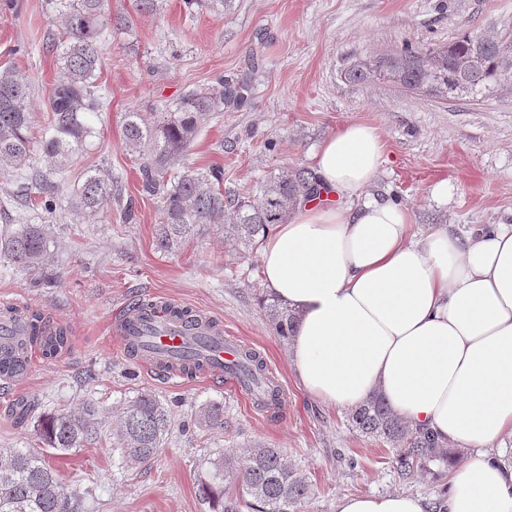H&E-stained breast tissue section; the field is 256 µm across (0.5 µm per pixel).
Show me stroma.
I'll return each instance as SVG.
<instances>
[{
  "label": "stroma",
  "mask_w": 512,
  "mask_h": 512,
  "mask_svg": "<svg viewBox=\"0 0 512 512\" xmlns=\"http://www.w3.org/2000/svg\"><path fill=\"white\" fill-rule=\"evenodd\" d=\"M0 16V71L31 87L32 131L49 122L47 96L58 74L54 46L64 28L46 0H17ZM477 30L494 37L512 29V0H234L230 14L183 0H162L160 11L136 15L133 27L106 30L96 83L105 100L96 135L72 162L50 215V265L56 282L34 287L28 273L0 263V300L41 313L66 328L68 351L36 364L15 383L0 385V448L43 450L64 482L81 496L80 512H211L198 492L209 461L227 450L261 443L283 449L312 492L305 512H335L344 496L406 491L440 494L445 477L399 478L391 445L353 431L348 415L309 397L259 305L267 292L260 252L243 251L217 229L167 252L157 244L162 199L143 194L145 157L129 149L125 112L175 108L189 92L217 77L246 79L244 105L204 122L180 168L224 169V188L244 192L274 171L312 167L321 142L336 127L374 126L386 161L367 197L406 207L415 229L445 226L458 236L489 224H512V90L437 100L382 84L347 81L356 58L403 45H445ZM98 169L112 180V201L94 220L76 215L71 194L81 173ZM448 197L433 198L438 183ZM133 204L135 219L123 209ZM135 300L175 304L220 321L225 335L253 348L284 392L281 409L256 407L246 395L197 376L179 382L147 372L119 346L114 314ZM172 410L173 427L156 456L127 466L113 450L118 411L141 391ZM28 402L32 418L15 420ZM224 407V427L199 423L203 405ZM94 405L95 428L82 447L43 449L36 416Z\"/></svg>",
  "instance_id": "obj_1"
}]
</instances>
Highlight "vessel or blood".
<instances>
[{"instance_id":"b4317fda","label":"vessel or blood","mask_w":512,"mask_h":512,"mask_svg":"<svg viewBox=\"0 0 512 512\" xmlns=\"http://www.w3.org/2000/svg\"><path fill=\"white\" fill-rule=\"evenodd\" d=\"M114 327L121 345L138 344L139 361L148 369L180 376L182 356L191 349L197 353L203 379L225 384L234 393L242 389L237 378L225 372L226 365L238 360L240 346L225 337L223 327L211 317L202 314L188 322L160 308L138 313L127 306L116 314Z\"/></svg>"}]
</instances>
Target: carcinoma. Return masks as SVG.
I'll use <instances>...</instances> for the list:
<instances>
[{"label": "carcinoma", "mask_w": 512, "mask_h": 512, "mask_svg": "<svg viewBox=\"0 0 512 512\" xmlns=\"http://www.w3.org/2000/svg\"><path fill=\"white\" fill-rule=\"evenodd\" d=\"M64 8L61 22L66 40L58 53L59 75L49 91V132L41 140V150L50 164L46 172L34 165L36 153L30 136L29 88L10 72H0V171L29 173L30 188L36 191L32 206L51 214L56 211L59 184L56 176L80 154L93 128L89 116L103 110L98 94L96 71L100 67L98 39L110 27L133 26L129 13L104 11V0H50ZM233 0H184L191 12L199 6L223 13ZM512 43V31L498 39L477 32L464 33L442 47L399 50L354 61L344 77L357 83H388L411 93H426L441 100L489 96L505 87L503 75L512 69V55L504 48ZM243 79H220L216 84L187 94L173 110L157 113L149 121L143 113L124 115V136L129 148L147 155L141 168V187L148 194H161L162 221L158 245L165 251L178 249L206 226L228 225L236 243L247 247L265 229L283 224L297 204L317 192L316 178L306 167L281 169L270 174L254 197L224 193V170L187 169L168 176L169 169L187 151L200 125L210 116L237 107L245 99ZM112 199V184L98 174L84 173L72 197L75 211L95 218ZM53 241L44 224L27 220L0 233V256L32 275L36 285L51 282L44 262ZM262 309L283 338L290 336L298 322L296 311L273 294L260 300ZM18 340L8 369L26 371L22 349L26 341L37 340L44 355L53 358L69 347L63 328L51 330L38 315L18 318ZM257 396V404L267 408L280 402V390L266 377L259 354L246 348L240 360L227 367ZM95 409L43 415L36 425L39 439L48 448L66 452L81 447L93 426ZM198 420L211 428L224 427V407L209 404L199 410ZM352 428L366 437L396 447V470L404 480L432 466L448 468L459 453L439 443L434 435L414 431L394 413L379 394L371 395L350 412ZM172 427L168 407L156 394L146 391L120 412L115 445L123 450L126 462L142 464L162 447ZM241 493L231 496L227 486ZM201 498L212 512H302L311 491L306 478L288 463L280 448L254 446L243 453L226 452L212 461L199 476ZM80 496L67 490L59 474L44 455L27 448L0 453V512H78Z\"/></svg>", "instance_id": "carcinoma-1"}]
</instances>
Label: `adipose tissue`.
<instances>
[{"label":"adipose tissue","instance_id":"ef3b65f1","mask_svg":"<svg viewBox=\"0 0 512 512\" xmlns=\"http://www.w3.org/2000/svg\"><path fill=\"white\" fill-rule=\"evenodd\" d=\"M385 161L378 130L345 123L314 156L320 197L263 237L265 285L298 316L288 359L309 395L349 411L378 393L413 429L464 448L447 512H512V225L416 234L401 205L362 199ZM359 206H352L354 197ZM406 492L336 512H426Z\"/></svg>","mask_w":512,"mask_h":512}]
</instances>
